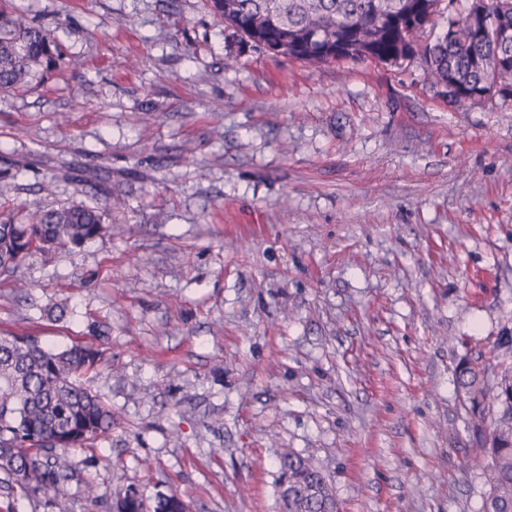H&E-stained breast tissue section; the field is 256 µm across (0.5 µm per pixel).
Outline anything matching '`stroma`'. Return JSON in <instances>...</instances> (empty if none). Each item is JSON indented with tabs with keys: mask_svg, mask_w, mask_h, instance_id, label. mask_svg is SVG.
Here are the masks:
<instances>
[{
	"mask_svg": "<svg viewBox=\"0 0 512 512\" xmlns=\"http://www.w3.org/2000/svg\"><path fill=\"white\" fill-rule=\"evenodd\" d=\"M82 65L0 94V213L123 202L52 259L0 335L103 352L81 478L189 512H281L279 458L341 512H478L462 358L512 336V101L451 103L419 60L312 65L206 0H15ZM66 304L63 319L49 316Z\"/></svg>",
	"mask_w": 512,
	"mask_h": 512,
	"instance_id": "1",
	"label": "stroma"
}]
</instances>
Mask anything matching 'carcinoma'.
Listing matches in <instances>:
<instances>
[{
	"mask_svg": "<svg viewBox=\"0 0 512 512\" xmlns=\"http://www.w3.org/2000/svg\"><path fill=\"white\" fill-rule=\"evenodd\" d=\"M226 27L255 46L292 59L326 64L339 58L395 62L418 56L435 84L454 103L480 100L495 92L512 99V41L495 36L512 29V0H484L483 11L468 0L448 17L442 0H207ZM452 29L422 42L436 18ZM64 65L56 32L23 13L0 7V92L40 83ZM94 206L25 208L0 221V278L30 288L18 272L34 252L50 259L108 233L105 224L119 200L112 183L98 182ZM102 351L75 343L48 349L33 336H0V472L5 489L15 488L44 502L52 512H72L64 486L74 477L67 448H91L112 430V406L87 388L80 376L101 363ZM459 394L470 414L475 444L470 464L489 472V490L480 512H512V363L500 364L488 383L481 360H464L456 371ZM288 489L305 491L288 505L290 512H339L329 484L313 463L294 453L280 459ZM83 493L99 512H144V502L127 490L108 501L97 485L84 482ZM153 512H186L175 495H160Z\"/></svg>",
	"mask_w": 512,
	"mask_h": 512,
	"instance_id": "cac0c4a2",
	"label": "carcinoma"
}]
</instances>
